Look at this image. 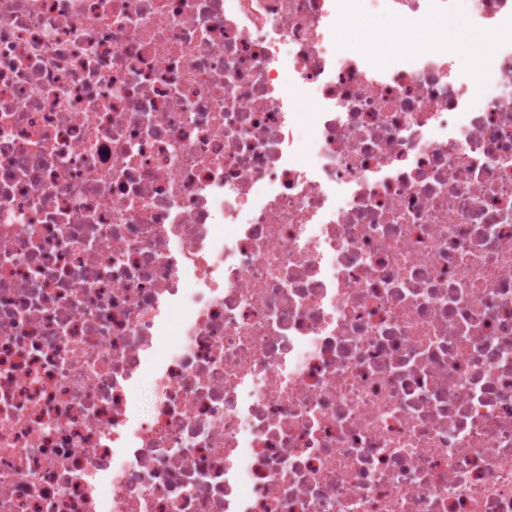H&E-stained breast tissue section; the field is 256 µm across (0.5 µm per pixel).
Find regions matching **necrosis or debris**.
<instances>
[{"label":"necrosis or debris","mask_w":512,"mask_h":512,"mask_svg":"<svg viewBox=\"0 0 512 512\" xmlns=\"http://www.w3.org/2000/svg\"><path fill=\"white\" fill-rule=\"evenodd\" d=\"M463 5L512 28L0 0V512H512V39L458 69ZM159 402V397L154 391L151 380L144 376L130 393V406L146 421L152 408Z\"/></svg>","instance_id":"obj_1"}]
</instances>
